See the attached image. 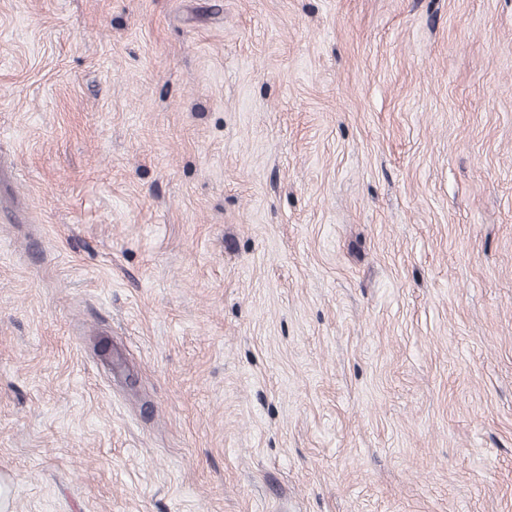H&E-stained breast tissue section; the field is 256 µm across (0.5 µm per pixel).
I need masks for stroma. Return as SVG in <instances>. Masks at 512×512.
<instances>
[{
  "instance_id": "35a3bbf8",
  "label": "stroma",
  "mask_w": 512,
  "mask_h": 512,
  "mask_svg": "<svg viewBox=\"0 0 512 512\" xmlns=\"http://www.w3.org/2000/svg\"><path fill=\"white\" fill-rule=\"evenodd\" d=\"M0 492L512 512V0H0Z\"/></svg>"
}]
</instances>
